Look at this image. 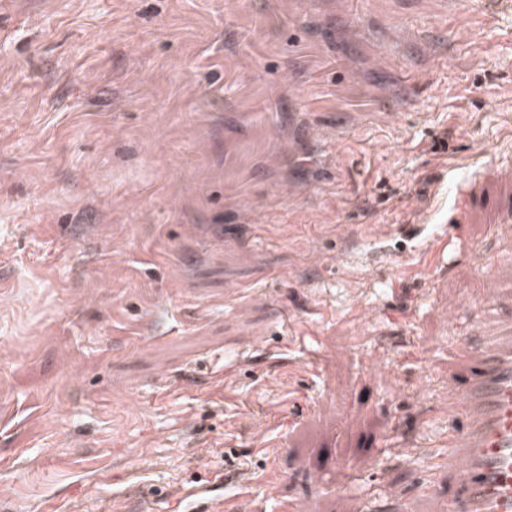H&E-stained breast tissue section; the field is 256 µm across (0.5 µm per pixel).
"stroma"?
<instances>
[{
    "mask_svg": "<svg viewBox=\"0 0 512 512\" xmlns=\"http://www.w3.org/2000/svg\"><path fill=\"white\" fill-rule=\"evenodd\" d=\"M511 208L499 0H0V512H180L217 469L241 512H440L435 357Z\"/></svg>",
    "mask_w": 512,
    "mask_h": 512,
    "instance_id": "obj_1",
    "label": "stroma"
}]
</instances>
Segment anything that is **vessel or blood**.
I'll return each mask as SVG.
<instances>
[{"label": "vessel or blood", "mask_w": 512, "mask_h": 512, "mask_svg": "<svg viewBox=\"0 0 512 512\" xmlns=\"http://www.w3.org/2000/svg\"><path fill=\"white\" fill-rule=\"evenodd\" d=\"M487 303L499 312L512 304V286L492 289ZM439 363L458 377L448 411L464 419L436 458L437 468L460 473L442 512H512V314L442 349Z\"/></svg>", "instance_id": "1"}]
</instances>
